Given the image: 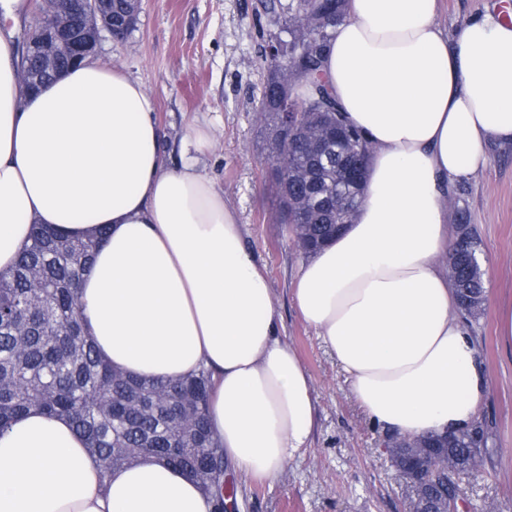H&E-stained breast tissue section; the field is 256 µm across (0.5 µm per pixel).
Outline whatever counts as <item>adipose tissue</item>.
Masks as SVG:
<instances>
[{"mask_svg":"<svg viewBox=\"0 0 512 512\" xmlns=\"http://www.w3.org/2000/svg\"><path fill=\"white\" fill-rule=\"evenodd\" d=\"M439 0H349L321 81L370 146L351 224L307 255L292 299L369 420L402 438L468 428L487 397L448 276V198L512 142V21L491 8L449 37ZM0 0V273L36 225L106 227L79 288L113 367L158 381L206 368L209 426L236 472L276 479L309 448L312 381L282 338L238 216L198 166H170L151 96L86 60L25 88ZM195 480L142 456L103 474L70 421L30 411L0 436V512H210Z\"/></svg>","mask_w":512,"mask_h":512,"instance_id":"ef3b65f1","label":"adipose tissue"}]
</instances>
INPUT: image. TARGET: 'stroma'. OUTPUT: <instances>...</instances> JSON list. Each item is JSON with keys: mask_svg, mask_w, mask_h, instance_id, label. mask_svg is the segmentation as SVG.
<instances>
[{"mask_svg": "<svg viewBox=\"0 0 512 512\" xmlns=\"http://www.w3.org/2000/svg\"><path fill=\"white\" fill-rule=\"evenodd\" d=\"M512 0H440L439 21L456 35L487 6ZM284 23L263 0H143L136 27L121 40L102 34L95 60L121 65L150 94L169 161H179L192 129L214 143L202 163L238 214L245 243L264 268L280 334L297 351L315 395L310 448L276 480L236 476V512H408L407 491L345 377L291 296L304 259L278 224L279 198L269 164V124L258 113L271 38ZM486 262V304L470 332L482 352L487 398L478 415L491 433L476 471L463 478L459 512H512V354L497 337L501 307L512 306V143L488 147V164L460 194Z\"/></svg>", "mask_w": 512, "mask_h": 512, "instance_id": "1", "label": "stroma"}]
</instances>
